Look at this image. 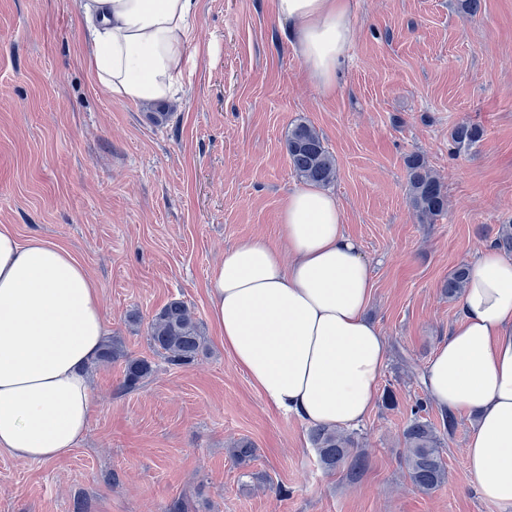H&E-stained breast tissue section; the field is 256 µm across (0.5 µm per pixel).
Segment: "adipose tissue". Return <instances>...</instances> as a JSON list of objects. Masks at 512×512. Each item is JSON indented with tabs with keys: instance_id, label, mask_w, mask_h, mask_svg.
<instances>
[{
	"instance_id": "adipose-tissue-1",
	"label": "adipose tissue",
	"mask_w": 512,
	"mask_h": 512,
	"mask_svg": "<svg viewBox=\"0 0 512 512\" xmlns=\"http://www.w3.org/2000/svg\"><path fill=\"white\" fill-rule=\"evenodd\" d=\"M310 78L324 91L353 38L352 0H275ZM199 0H79L86 64L117 100L182 92ZM280 247L224 253L206 284L224 349L266 401L310 426L344 429L374 409L387 339L366 316L369 267L334 196L300 188L280 217ZM107 330L100 293L71 253L0 226V451L27 462L67 456L91 413L88 364ZM444 413L475 415L467 474L512 507V259L487 245L470 263L458 317L423 373Z\"/></svg>"
}]
</instances>
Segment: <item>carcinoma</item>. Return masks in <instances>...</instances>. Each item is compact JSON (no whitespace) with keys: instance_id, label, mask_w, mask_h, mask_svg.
Masks as SVG:
<instances>
[{"instance_id":"cac0c4a2","label":"carcinoma","mask_w":512,"mask_h":512,"mask_svg":"<svg viewBox=\"0 0 512 512\" xmlns=\"http://www.w3.org/2000/svg\"><path fill=\"white\" fill-rule=\"evenodd\" d=\"M483 130L475 123H462L451 132L455 149L469 150L482 139ZM288 160L297 178L309 185L328 186L337 175L336 160L325 146L324 139L315 127L306 122H297L288 128L286 138ZM408 172V191L411 203L426 224L434 223L446 208V194L439 179L428 169L424 158L411 154L405 160ZM468 268L460 265L448 274L444 288L448 297L462 293L467 280ZM147 341L153 352L165 363L175 368L193 365L205 349V338L199 322L191 310L180 300H172L152 317L148 325ZM122 362L124 378L122 387L126 391L138 389L154 372L152 362L145 357H133L125 349L118 336L107 340L91 365H109ZM443 429L414 413L413 419L403 432L408 453L405 466L411 482L421 491L429 492L445 482L447 469L442 457L445 437L455 428L454 418L442 417ZM310 439L319 463L332 469L346 468L347 476L355 479L363 468V456L354 453L355 440L344 432L326 427H314ZM254 445L241 440L234 445V457L238 464L248 463L254 455Z\"/></svg>"}]
</instances>
